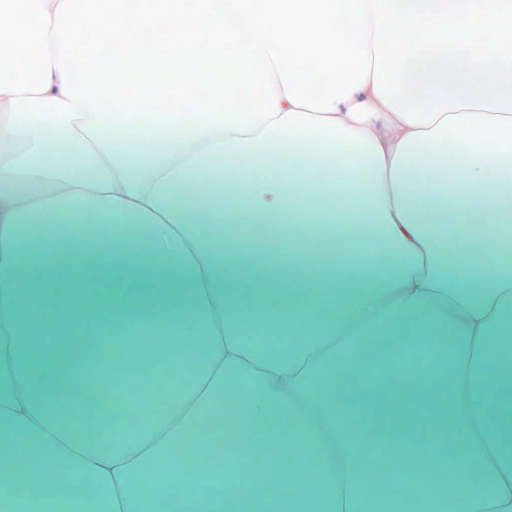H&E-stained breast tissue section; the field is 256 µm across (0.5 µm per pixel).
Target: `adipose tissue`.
I'll use <instances>...</instances> for the list:
<instances>
[{
	"mask_svg": "<svg viewBox=\"0 0 512 512\" xmlns=\"http://www.w3.org/2000/svg\"><path fill=\"white\" fill-rule=\"evenodd\" d=\"M312 129L208 113L50 114L0 95V512H512V108L499 102L409 126L372 85ZM363 224L333 272L235 226ZM112 248L104 267L76 259ZM128 319L196 345L161 396L113 390L71 413L78 381L25 337L73 319ZM264 324L288 345H259ZM424 339L445 365L397 352ZM388 363L363 381L365 344ZM370 448L443 480L403 494L365 477ZM293 461L291 474L283 461ZM55 488L53 498L41 492Z\"/></svg>",
	"mask_w": 512,
	"mask_h": 512,
	"instance_id": "ef3b65f1",
	"label": "adipose tissue"
}]
</instances>
